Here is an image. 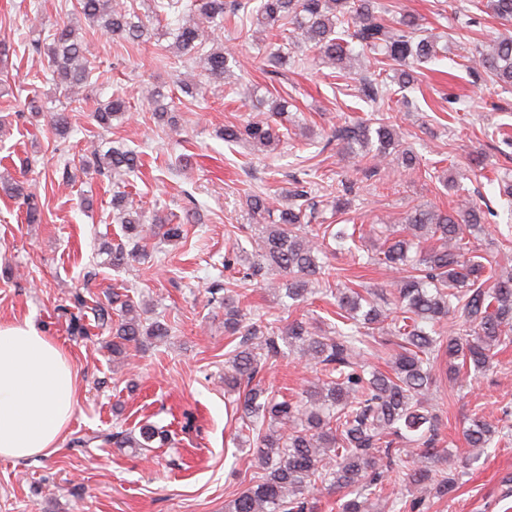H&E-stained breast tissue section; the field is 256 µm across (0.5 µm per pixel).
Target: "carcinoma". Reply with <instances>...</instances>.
Here are the masks:
<instances>
[{
  "label": "carcinoma",
  "instance_id": "carcinoma-1",
  "mask_svg": "<svg viewBox=\"0 0 512 512\" xmlns=\"http://www.w3.org/2000/svg\"><path fill=\"white\" fill-rule=\"evenodd\" d=\"M488 6L499 20L512 21V0H490ZM254 19L264 29L291 30V42L332 65L349 58L345 39L356 41L363 51L376 53L402 67L399 83L414 82L412 65L427 63L438 55L436 43L415 39L417 18L403 15L390 23L375 0H155L154 13L177 21L170 32L169 50L178 57L202 53L208 81L221 83L228 64L238 63L232 52L215 36L224 27V10ZM78 16L90 26L132 43H141L148 29L128 9L124 0H77ZM34 49L47 58L55 85L62 88L69 103H83L77 90L90 85L96 54L91 42L79 35L72 22L52 26L48 42L35 41ZM467 71L474 77L486 74L502 86L512 85V38H502L469 58ZM191 101L206 96L207 84L185 80L180 86ZM359 95L375 107L373 122L360 121L338 127L331 139L351 154L378 167L396 144L393 124L383 113L390 100L387 83L373 73L360 81ZM158 88L148 90L153 115L169 125L175 116L164 103ZM128 114L125 94L117 91L93 112L103 130L112 120ZM52 124L60 136L69 132L68 109L52 112ZM226 143L250 141L263 148L277 147L282 133L275 122L251 119L240 126H226L220 132ZM140 155L131 149L111 147L103 152L95 143L81 156L79 168L100 175L139 171ZM14 196L26 207V219H39L37 197L18 183ZM286 208L274 205L272 197L254 194L249 210L268 217L261 225L260 253L250 262L243 280L262 276L270 270L286 278L285 294L303 301L311 293L309 283L329 282L332 269L322 262L330 241L343 249L355 233L332 231L330 225L312 224L314 211L311 182L294 180ZM115 219L132 242L147 238L144 212L133 208L128 193L112 197ZM486 212L476 201H466L450 212L418 208L407 217L403 234H383L375 257L379 264L401 268L405 275L391 288L395 312L383 310L348 287L336 289V325L319 333L303 317L275 318L244 324L245 293L216 283L212 294L224 292V333L240 336L224 364V387L239 392L236 412L242 428L254 435L239 447L252 449L262 477L226 504V512H316L324 492L343 490L338 512H375L377 501L389 512H422L425 498L409 501L385 493L383 474L397 469L401 485L420 488L443 499L453 492L458 480L436 469L448 450L439 445V419L430 404L429 393L436 381L437 364L448 357V371L487 370L500 347L512 344V272L498 275L493 261H481L477 249L464 234L474 239L484 233ZM434 240L430 248L423 243ZM120 320L112 326V356L126 353L129 345L142 338L160 340L168 328L158 320L145 323L135 306L112 293L108 306L97 309L101 324ZM455 331L446 334L448 320ZM390 322V333L399 351L390 355L388 370L370 367L364 360L377 344L376 333ZM290 353L308 364L320 366L319 376L300 397L280 399L257 380L261 363L276 361ZM512 431L483 415L472 418L463 430L472 448H489L495 439ZM168 439L166 431L147 424L139 437L112 435L119 448H148L155 440Z\"/></svg>",
  "mask_w": 512,
  "mask_h": 512
}]
</instances>
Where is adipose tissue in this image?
<instances>
[{"label":"adipose tissue","instance_id":"obj_1","mask_svg":"<svg viewBox=\"0 0 512 512\" xmlns=\"http://www.w3.org/2000/svg\"><path fill=\"white\" fill-rule=\"evenodd\" d=\"M78 392L79 375L56 341L32 322H0V458L56 452Z\"/></svg>","mask_w":512,"mask_h":512}]
</instances>
